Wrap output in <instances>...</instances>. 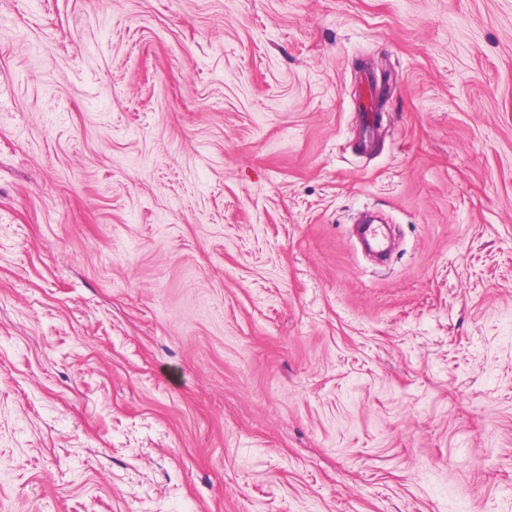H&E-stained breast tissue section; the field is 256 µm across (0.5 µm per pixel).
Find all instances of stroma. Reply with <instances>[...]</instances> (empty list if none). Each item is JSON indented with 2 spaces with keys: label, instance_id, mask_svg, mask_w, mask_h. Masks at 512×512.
<instances>
[{
  "label": "stroma",
  "instance_id": "stroma-1",
  "mask_svg": "<svg viewBox=\"0 0 512 512\" xmlns=\"http://www.w3.org/2000/svg\"><path fill=\"white\" fill-rule=\"evenodd\" d=\"M0 512H512V0H0ZM364 92L360 96L357 104V112L360 113V125L362 136L360 138L361 147L368 150L375 141V134L380 126L379 115L376 112L375 86L372 79L365 80Z\"/></svg>",
  "mask_w": 512,
  "mask_h": 512
}]
</instances>
